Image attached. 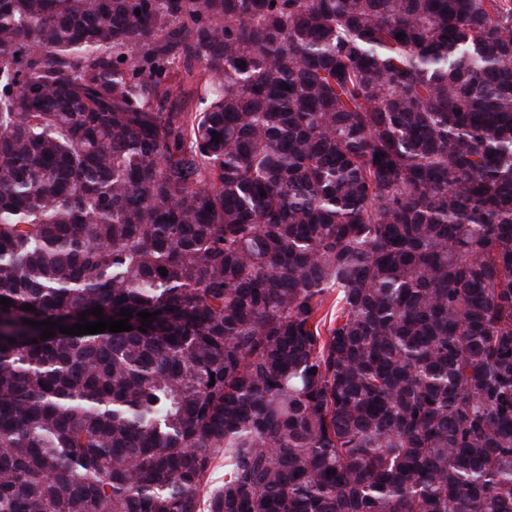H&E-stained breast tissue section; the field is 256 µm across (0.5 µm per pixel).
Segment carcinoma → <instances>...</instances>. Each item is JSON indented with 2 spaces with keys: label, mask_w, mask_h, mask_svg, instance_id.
Listing matches in <instances>:
<instances>
[{
  "label": "carcinoma",
  "mask_w": 512,
  "mask_h": 512,
  "mask_svg": "<svg viewBox=\"0 0 512 512\" xmlns=\"http://www.w3.org/2000/svg\"><path fill=\"white\" fill-rule=\"evenodd\" d=\"M1 297L0 512H512V0H0Z\"/></svg>",
  "instance_id": "obj_1"
}]
</instances>
